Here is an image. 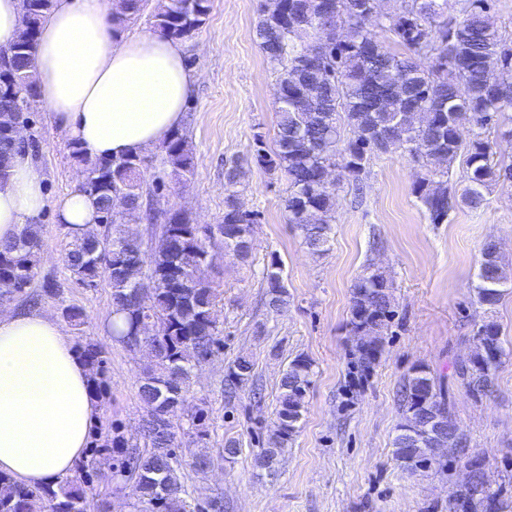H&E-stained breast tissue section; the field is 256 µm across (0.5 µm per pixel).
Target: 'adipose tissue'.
<instances>
[{"instance_id":"adipose-tissue-1","label":"adipose tissue","mask_w":512,"mask_h":512,"mask_svg":"<svg viewBox=\"0 0 512 512\" xmlns=\"http://www.w3.org/2000/svg\"><path fill=\"white\" fill-rule=\"evenodd\" d=\"M38 99L90 158L151 150L179 128L197 81L180 40L141 33L114 42L105 0H55L38 35ZM46 206L29 153L0 177V244ZM90 373L61 321L0 312V470L18 483L72 474L100 413Z\"/></svg>"}]
</instances>
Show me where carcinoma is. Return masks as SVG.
<instances>
[{
    "label": "carcinoma",
    "mask_w": 512,
    "mask_h": 512,
    "mask_svg": "<svg viewBox=\"0 0 512 512\" xmlns=\"http://www.w3.org/2000/svg\"><path fill=\"white\" fill-rule=\"evenodd\" d=\"M12 44L0 53V174L12 154L37 152L38 142L15 140L13 127L31 123L25 99L37 94L34 76L37 34L54 0H28ZM147 0H112V38L136 22ZM383 0H260L254 31L266 57L279 66L280 88L275 148L257 154V163L287 181L288 223L300 230L317 256L329 251L336 212V191L344 176L359 180L370 173L374 157L390 150L409 155L425 170L416 191L433 223L448 217L461 203L477 209L497 185L512 184V160L502 146H512V127L500 123L512 109V38L497 22L492 0H467L463 16L443 18L438 0H401L394 11L382 10ZM210 0H157L153 27L162 36L185 40L201 28ZM391 33L405 52L391 51L374 28ZM471 126L472 137L461 140L460 127ZM164 164L176 180L193 175V151L176 132L163 143ZM465 154L468 186L461 195L448 189V173ZM75 161L87 171L79 186L91 201L97 224L107 227L72 231L65 254L74 281L93 285L99 278L112 288V336L128 347L148 350L139 393L146 412L144 447L128 443L117 429L107 432L95 453L112 476L135 483L136 512H187V491L179 475L181 462L176 428L187 422L186 434L202 441L208 436L206 412L184 411L191 380L205 359L221 344L214 317L219 296L213 283L196 276L217 259L216 245L230 254L253 239L254 215L240 208L230 192L221 223L194 224L183 212L152 207L144 196L142 175L148 157L140 153L91 160L72 148ZM161 223L150 249L124 231L127 224ZM40 234L29 224L16 239L0 245V280L15 283V292L31 287L37 276ZM268 305L285 310L290 294L281 264L274 260L264 273ZM512 288V263L497 242L487 239L481 250L478 303L491 312L506 289ZM394 317L393 293L386 274L368 266L351 291V335L354 367L369 371L379 360L382 336ZM153 325V335L139 340L132 329L141 321ZM472 358L456 367L466 393L477 397L489 390L502 359L512 350L501 341L500 326L483 322L475 334ZM102 384L104 347H83ZM312 363L293 358L279 381L274 426L258 464L271 471L279 464L298 432L312 383ZM254 363L239 356L227 374L229 388L248 383ZM404 423L393 439V455L405 469L416 472L445 466L467 456L468 442L435 452L432 439L419 427L456 428L448 400L433 376L416 369L402 390ZM469 487L448 496V512H512L506 489L487 483L483 468L470 466ZM57 487L30 488L0 473V512H87L89 465Z\"/></svg>",
    "instance_id": "cac0c4a2"
}]
</instances>
